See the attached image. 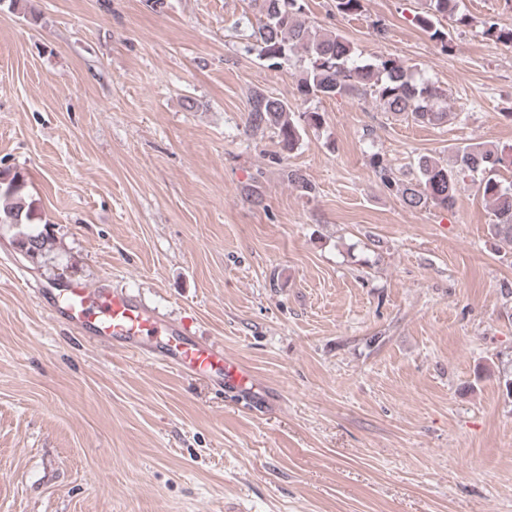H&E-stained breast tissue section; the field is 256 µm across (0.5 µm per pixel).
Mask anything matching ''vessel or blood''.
<instances>
[{
  "instance_id": "1",
  "label": "vessel or blood",
  "mask_w": 512,
  "mask_h": 512,
  "mask_svg": "<svg viewBox=\"0 0 512 512\" xmlns=\"http://www.w3.org/2000/svg\"><path fill=\"white\" fill-rule=\"evenodd\" d=\"M58 311L74 327L94 324L99 342L150 353L180 372L216 381L249 401L258 399L252 372L225 357L222 345L190 336L186 322L162 318L126 292L74 284L62 290Z\"/></svg>"
}]
</instances>
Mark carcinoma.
I'll use <instances>...</instances> for the list:
<instances>
[{"label": "carcinoma", "instance_id": "cac0c4a2", "mask_svg": "<svg viewBox=\"0 0 512 512\" xmlns=\"http://www.w3.org/2000/svg\"><path fill=\"white\" fill-rule=\"evenodd\" d=\"M260 14L252 28L250 49L257 52L269 68H280L292 57L307 61L300 91L305 96L332 97L347 92H370L383 102L387 111L406 115L425 125L448 122V108L441 106L445 91L434 83L417 78L399 60L391 57L374 62L355 59L353 48L338 33H320L301 19V0H252ZM449 18L466 26L469 18L458 12V0H426L425 10L415 16V23L430 37L448 47V32L440 28V19ZM484 34L503 44H512V28H502L495 21L483 23ZM322 123L317 112L295 116L288 102L262 90L248 98V127L253 131L277 130L282 147L288 151L303 141L306 126ZM503 151L494 146L466 144L451 149L448 161L432 155L417 157L416 176L403 179L378 156L373 167L382 183L395 193L408 209L434 206L454 207L461 182L479 174L478 191L493 206L496 222L490 227L493 238L512 247V184L497 178L504 164ZM32 203L26 192V179L20 172L0 173V224L32 223ZM18 246L32 259L44 257L51 248L48 235L21 232Z\"/></svg>", "mask_w": 512, "mask_h": 512}]
</instances>
